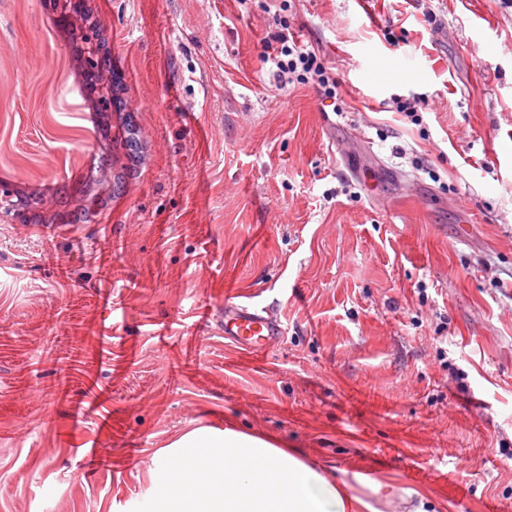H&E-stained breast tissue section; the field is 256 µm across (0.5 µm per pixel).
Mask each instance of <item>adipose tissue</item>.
<instances>
[{
	"instance_id": "adipose-tissue-1",
	"label": "adipose tissue",
	"mask_w": 512,
	"mask_h": 512,
	"mask_svg": "<svg viewBox=\"0 0 512 512\" xmlns=\"http://www.w3.org/2000/svg\"><path fill=\"white\" fill-rule=\"evenodd\" d=\"M173 446L152 512H376L287 451L229 428H197Z\"/></svg>"
}]
</instances>
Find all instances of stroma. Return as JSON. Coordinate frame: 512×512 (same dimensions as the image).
Segmentation results:
<instances>
[{
  "instance_id": "obj_1",
  "label": "stroma",
  "mask_w": 512,
  "mask_h": 512,
  "mask_svg": "<svg viewBox=\"0 0 512 512\" xmlns=\"http://www.w3.org/2000/svg\"><path fill=\"white\" fill-rule=\"evenodd\" d=\"M79 6L0 0V189L37 202L0 209V512H151L162 449L228 423L378 512H512V0ZM283 26L334 104L278 88ZM232 291L286 327L263 358Z\"/></svg>"
}]
</instances>
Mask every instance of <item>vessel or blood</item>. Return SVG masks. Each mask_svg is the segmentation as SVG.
I'll use <instances>...</instances> for the list:
<instances>
[{
	"label": "vessel or blood",
	"instance_id": "vessel-or-blood-1",
	"mask_svg": "<svg viewBox=\"0 0 512 512\" xmlns=\"http://www.w3.org/2000/svg\"><path fill=\"white\" fill-rule=\"evenodd\" d=\"M280 318L265 315L231 294L224 306V338L236 348L249 353H262L284 333Z\"/></svg>",
	"mask_w": 512,
	"mask_h": 512
}]
</instances>
